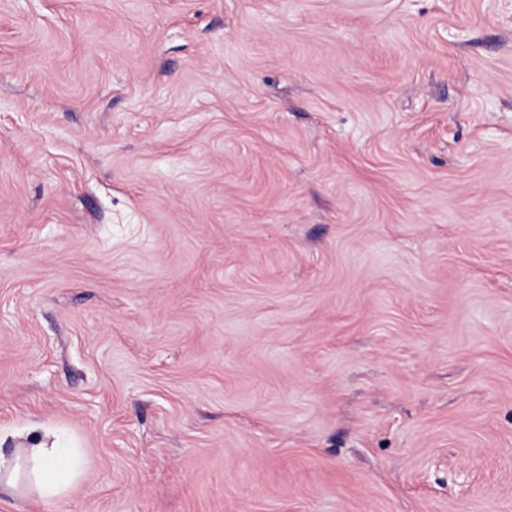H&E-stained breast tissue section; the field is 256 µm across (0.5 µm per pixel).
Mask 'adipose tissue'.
I'll list each match as a JSON object with an SVG mask.
<instances>
[{"instance_id":"obj_1","label":"adipose tissue","mask_w":512,"mask_h":512,"mask_svg":"<svg viewBox=\"0 0 512 512\" xmlns=\"http://www.w3.org/2000/svg\"><path fill=\"white\" fill-rule=\"evenodd\" d=\"M80 475L65 449L44 437L22 448L0 451V485L17 492L36 491L46 502L67 494Z\"/></svg>"}]
</instances>
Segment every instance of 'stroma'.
<instances>
[{
	"label": "stroma",
	"instance_id": "1",
	"mask_svg": "<svg viewBox=\"0 0 512 512\" xmlns=\"http://www.w3.org/2000/svg\"><path fill=\"white\" fill-rule=\"evenodd\" d=\"M0 512H512V0H0ZM48 436L35 438L22 448H0V486L17 492H37L46 502L62 497L82 472L61 448L57 440L48 443Z\"/></svg>",
	"mask_w": 512,
	"mask_h": 512
}]
</instances>
